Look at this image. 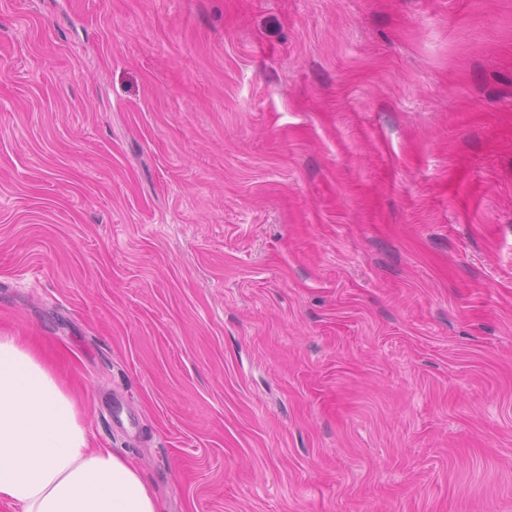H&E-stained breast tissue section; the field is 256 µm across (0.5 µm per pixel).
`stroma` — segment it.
<instances>
[{
    "mask_svg": "<svg viewBox=\"0 0 512 512\" xmlns=\"http://www.w3.org/2000/svg\"><path fill=\"white\" fill-rule=\"evenodd\" d=\"M0 334L163 512H512V0H0Z\"/></svg>",
    "mask_w": 512,
    "mask_h": 512,
    "instance_id": "stroma-1",
    "label": "stroma"
}]
</instances>
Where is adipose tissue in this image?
Wrapping results in <instances>:
<instances>
[{"label": "adipose tissue", "mask_w": 512, "mask_h": 512, "mask_svg": "<svg viewBox=\"0 0 512 512\" xmlns=\"http://www.w3.org/2000/svg\"><path fill=\"white\" fill-rule=\"evenodd\" d=\"M1 500L17 512H162L130 457L90 447L74 397L16 336H0Z\"/></svg>", "instance_id": "ef3b65f1"}]
</instances>
